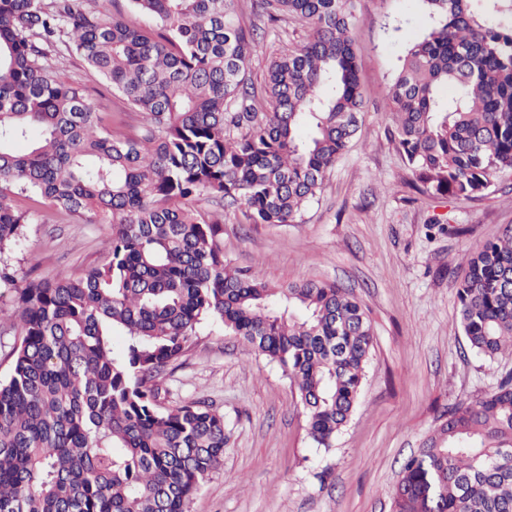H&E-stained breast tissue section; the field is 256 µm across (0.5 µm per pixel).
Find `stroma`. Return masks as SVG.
Returning a JSON list of instances; mask_svg holds the SVG:
<instances>
[{
	"label": "stroma",
	"instance_id": "1",
	"mask_svg": "<svg viewBox=\"0 0 512 512\" xmlns=\"http://www.w3.org/2000/svg\"><path fill=\"white\" fill-rule=\"evenodd\" d=\"M354 53L364 95L359 130L297 224H250L224 217V256L281 284L305 278L352 289L374 328L366 378L347 427L332 448L316 447L281 367L222 323L204 324L160 380V402L203 401L224 417V466L205 481L190 512H392L404 460L448 408L492 390L512 372V352L473 355L456 286L467 260L512 225V171L483 196L430 197L394 142L386 91L407 48L433 26L424 0H354ZM238 15L258 28L260 51L248 66L262 86L272 57L301 45L306 31L286 18ZM50 75L86 87L96 112L117 100L78 55L59 51ZM34 213L9 262L18 285L76 277L103 262L106 229L18 198Z\"/></svg>",
	"mask_w": 512,
	"mask_h": 512
}]
</instances>
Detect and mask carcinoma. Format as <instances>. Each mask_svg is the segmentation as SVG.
I'll list each match as a JSON object with an SVG mask.
<instances>
[{
  "label": "carcinoma",
  "mask_w": 512,
  "mask_h": 512,
  "mask_svg": "<svg viewBox=\"0 0 512 512\" xmlns=\"http://www.w3.org/2000/svg\"><path fill=\"white\" fill-rule=\"evenodd\" d=\"M127 2L156 27L94 0H0V288L20 331L0 381V512H189L224 464V416L163 407L159 379L204 322L282 368L319 448L349 423L371 356L348 289L275 286L224 260V214L297 223L358 131L353 0H252L310 29L271 60L261 96L237 0ZM424 2L438 22L387 91L394 140L422 193L476 198L512 169V0ZM60 43L112 88L115 118L49 75ZM125 114L140 117L132 134ZM21 194L108 227L107 261L18 287L6 255L32 221ZM457 296L469 350L511 351L512 226L469 258ZM392 508L512 512V373L450 408L402 465Z\"/></svg>",
  "instance_id": "cac0c4a2"
}]
</instances>
